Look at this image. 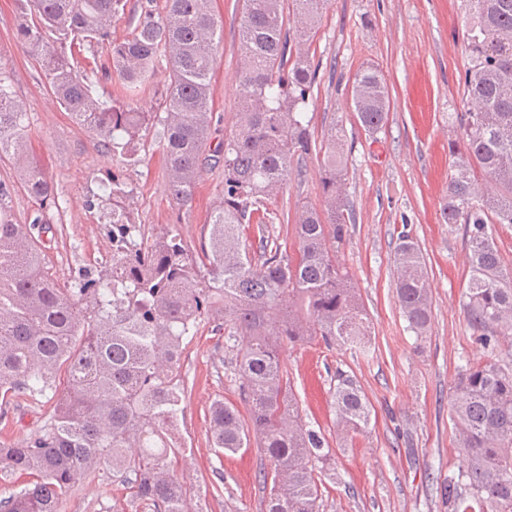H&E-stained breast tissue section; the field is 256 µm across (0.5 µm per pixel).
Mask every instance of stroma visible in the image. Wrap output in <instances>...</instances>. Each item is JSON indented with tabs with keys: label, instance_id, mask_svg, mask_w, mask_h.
Returning a JSON list of instances; mask_svg holds the SVG:
<instances>
[{
	"label": "stroma",
	"instance_id": "35a3bbf8",
	"mask_svg": "<svg viewBox=\"0 0 512 512\" xmlns=\"http://www.w3.org/2000/svg\"><path fill=\"white\" fill-rule=\"evenodd\" d=\"M223 43L211 81V105L222 126L235 120L241 67L238 19L241 0H213ZM469 0H327L312 44L320 63L309 114L316 140L332 126L344 128L347 157L345 198L353 219L337 245L371 321L372 352L329 349L323 343L287 345L281 359L302 414L324 433L342 483L329 485L323 512H448V477L464 457L451 418L452 386L466 360L485 357L469 327L463 294L468 281L464 227L447 224L442 210L459 134L449 113L467 101L459 81L471 60L466 42ZM22 21L18 0H0V67L30 122L32 150L53 177L63 229L49 258L60 280L112 255L110 208L86 206L99 180L115 177L133 194L129 205L150 231H178L199 252L202 230L224 193L223 167L202 173L190 207L170 195L155 129L142 133L141 165L113 158L99 137L57 103L39 63L18 45ZM375 65L389 92V121L377 139L354 121L352 85L360 70ZM166 65L137 95L119 79L104 91L122 105L161 111ZM316 155L295 164L288 186L268 201L279 220L274 229L294 244L288 224L303 206H320ZM407 226L427 262L433 296L430 328L423 338L408 331L393 283L391 255L396 229ZM232 353L213 317H203L196 336L185 339L180 374L185 385L180 434L185 461L180 479L191 493L193 512H263L266 490L258 482L262 458L256 449L217 459L209 441L208 409L215 398L236 400ZM355 379L370 400L367 433L342 435L330 394L336 372ZM56 403L33 406L24 398L7 405L0 445L21 447L50 418ZM123 487L111 473L83 476L63 512H131Z\"/></svg>",
	"mask_w": 512,
	"mask_h": 512
}]
</instances>
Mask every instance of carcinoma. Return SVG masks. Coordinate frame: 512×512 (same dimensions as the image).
<instances>
[{"label": "carcinoma", "instance_id": "1", "mask_svg": "<svg viewBox=\"0 0 512 512\" xmlns=\"http://www.w3.org/2000/svg\"><path fill=\"white\" fill-rule=\"evenodd\" d=\"M471 65L462 77L474 103L454 113L462 151L448 183L447 224L465 225L469 325L490 349L469 361L453 387L452 418L465 458L448 477V512H512V368L500 337L512 335V267L491 225H512V0H470ZM325 0H242L239 17V112L212 143L211 77L223 42L212 0H166L146 6L131 35L111 39L124 0H20L19 46L43 67L59 105L127 166L141 163L142 130L157 129L174 202L187 206L208 161L224 162V198L210 214L200 254L179 233L148 235L116 179L86 200L112 204V258L60 281L48 258L53 231L45 209L58 205L51 178L30 156L27 113L0 68V157L43 212L13 218L12 184L0 181V401L59 396L50 422L23 448L0 446V466L23 480L0 498V512H60L84 474L120 475L125 497L147 512H190L178 479L185 445L179 434L184 385L183 338L198 319L224 320L237 348L239 404L209 408L217 458L256 447L269 486L265 512H322L328 442L301 415L279 348L321 341L328 348L370 349L369 319L335 242L351 220L343 197L342 135L331 128L318 145L307 116L320 64L311 46ZM295 27H285V12ZM108 43L112 70L134 92L168 65L164 113L121 106L97 94L77 56ZM355 123L370 135L388 121L384 78L361 70L352 86ZM323 149L322 207H306L294 224L297 249L283 248L266 199L283 188L292 160ZM395 291L416 337L426 335L432 293L421 249L407 230L391 258ZM332 398L344 434L369 428L371 406L356 381L336 372ZM247 416H242L241 411Z\"/></svg>", "mask_w": 512, "mask_h": 512}]
</instances>
